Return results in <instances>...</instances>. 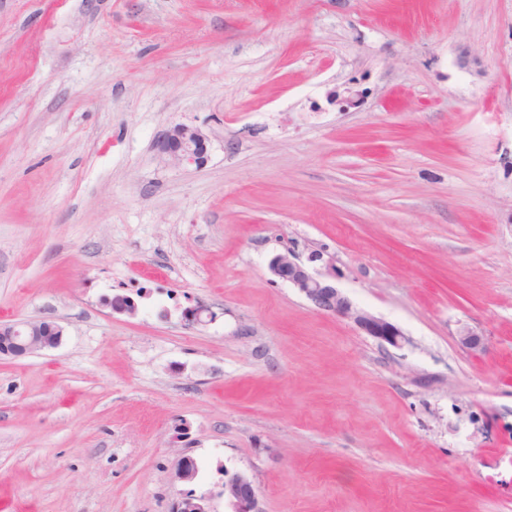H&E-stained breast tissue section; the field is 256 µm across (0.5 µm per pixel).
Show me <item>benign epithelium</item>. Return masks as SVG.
Masks as SVG:
<instances>
[{
    "label": "benign epithelium",
    "instance_id": "1",
    "mask_svg": "<svg viewBox=\"0 0 512 512\" xmlns=\"http://www.w3.org/2000/svg\"><path fill=\"white\" fill-rule=\"evenodd\" d=\"M208 137L198 127L175 125L156 142L158 154L167 162L179 166L193 165L200 168L207 162ZM269 270L276 278L296 288L311 305L323 314L333 315L352 322L361 332L383 344L400 347L407 337L396 324L377 317L357 307L336 287V269L331 257L322 250H312L307 257L293 249L275 254L269 261ZM106 306L115 313L134 315L135 301L127 295H114ZM182 321L187 326L201 325L213 319V312L202 302L185 308ZM65 328L56 321L34 320L0 322V359L29 357L41 351L55 349L62 344ZM462 345L472 351H484L482 337L470 329L460 332ZM198 467L190 456H183L176 477L182 482L196 479ZM220 495L224 497V512H264L258 491L252 479L240 471H224ZM176 512H214L206 497L185 496L176 506Z\"/></svg>",
    "mask_w": 512,
    "mask_h": 512
}]
</instances>
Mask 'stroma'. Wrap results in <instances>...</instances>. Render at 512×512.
Listing matches in <instances>:
<instances>
[{"label": "stroma", "instance_id": "1", "mask_svg": "<svg viewBox=\"0 0 512 512\" xmlns=\"http://www.w3.org/2000/svg\"><path fill=\"white\" fill-rule=\"evenodd\" d=\"M289 246L408 343L314 311ZM37 319L0 512H224L228 470L265 512H512V0H0V321ZM208 137L198 127L175 125L156 142L158 154L167 162L179 166L200 168L207 162Z\"/></svg>", "mask_w": 512, "mask_h": 512}]
</instances>
